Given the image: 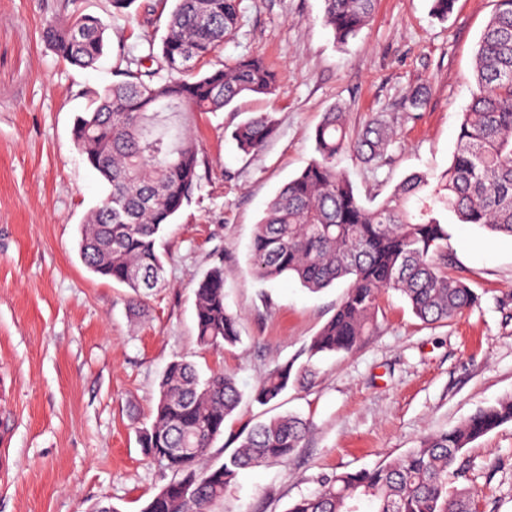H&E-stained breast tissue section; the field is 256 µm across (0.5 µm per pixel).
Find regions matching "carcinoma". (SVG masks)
<instances>
[{"label": "carcinoma", "mask_w": 512, "mask_h": 512, "mask_svg": "<svg viewBox=\"0 0 512 512\" xmlns=\"http://www.w3.org/2000/svg\"><path fill=\"white\" fill-rule=\"evenodd\" d=\"M322 22L345 45L368 24L376 0H322ZM475 53L476 91L462 113L456 150L446 170L413 173L375 207L366 206L337 159L353 153L383 157L394 132L383 119L353 133L346 112L333 107L318 125L317 157L278 191L255 227L251 273L260 281L282 275L319 291L340 280L349 287L333 316L312 337L308 356L350 353L376 325L381 296L399 293L425 324L472 309L478 295L448 273L453 224H476L512 237V0H496ZM241 0H175L159 47L117 69L119 80L92 94L73 137L107 193L81 225L80 257L100 277L139 297L158 287L163 265L157 241L191 200L204 163L184 129L197 112H218L243 94L276 93V73L259 54L214 63L238 32ZM107 23L76 12L51 22L43 38L63 62L92 66L104 53ZM276 132L268 112L237 125L238 150L256 154ZM197 342L203 348L241 343L238 316L224 303V268L211 267L195 289ZM293 366L270 369L254 390L266 404L287 387ZM242 400L235 377L217 371L202 379L195 366L174 360L159 383L151 424L140 432L144 454L170 479L141 512H214L241 471L286 462L312 423L289 414L246 430L240 445L216 464L212 448ZM512 423V395L463 422L424 437L401 457L372 468L343 471L288 512H479L467 479L471 444Z\"/></svg>", "instance_id": "carcinoma-1"}]
</instances>
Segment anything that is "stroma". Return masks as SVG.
<instances>
[{"label":"stroma","instance_id":"1","mask_svg":"<svg viewBox=\"0 0 512 512\" xmlns=\"http://www.w3.org/2000/svg\"><path fill=\"white\" fill-rule=\"evenodd\" d=\"M173 6L135 0L129 17L114 18L109 0H0V512H92L100 503L141 512L165 478L137 430L151 422L176 359L239 384L242 402L215 443L220 456L245 425L286 412L312 423L288 462L241 472L219 512H287L333 474L393 460L512 394L511 237L473 224L450 229L448 271L479 295L477 307L426 325L403 297L386 294L358 349L313 360L307 346L347 282L317 292L287 276L260 282L249 250L267 202L315 158L314 131L331 107L345 109L351 130L382 115L397 133L381 161L341 157L363 200L379 203L407 175L448 168L495 0H456L445 20L431 0H377L369 25L343 47L321 22V0H242L239 32L218 58L262 53L278 94L192 119L201 186L159 242L160 284L137 300L79 257V228L106 185L79 153L73 126L125 54L159 43ZM77 9L111 20L105 52L89 68L58 60L42 39L47 23ZM419 87L426 106L406 109ZM252 112L271 113L277 131L245 155L230 133ZM218 263L242 343L204 350L194 291ZM284 363L302 378L276 402H253L260 379ZM467 456L480 512H512V423Z\"/></svg>","mask_w":512,"mask_h":512}]
</instances>
